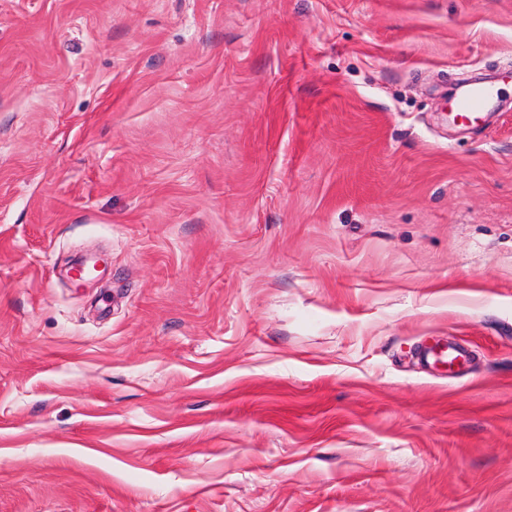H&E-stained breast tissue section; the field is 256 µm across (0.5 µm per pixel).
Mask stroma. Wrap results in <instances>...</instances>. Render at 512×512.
Returning <instances> with one entry per match:
<instances>
[{
  "mask_svg": "<svg viewBox=\"0 0 512 512\" xmlns=\"http://www.w3.org/2000/svg\"><path fill=\"white\" fill-rule=\"evenodd\" d=\"M0 512H512V0H0ZM498 97L494 85H477L464 90L452 103L451 111L463 120H473Z\"/></svg>",
  "mask_w": 512,
  "mask_h": 512,
  "instance_id": "35a3bbf8",
  "label": "stroma"
}]
</instances>
